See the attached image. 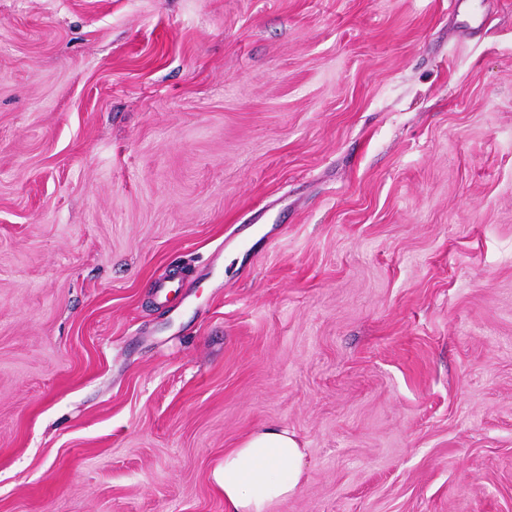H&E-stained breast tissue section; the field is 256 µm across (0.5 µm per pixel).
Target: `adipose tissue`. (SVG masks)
<instances>
[{
    "label": "adipose tissue",
    "mask_w": 512,
    "mask_h": 512,
    "mask_svg": "<svg viewBox=\"0 0 512 512\" xmlns=\"http://www.w3.org/2000/svg\"><path fill=\"white\" fill-rule=\"evenodd\" d=\"M304 471L305 452L293 433L280 427L252 432L224 452L225 512H272L297 491Z\"/></svg>",
    "instance_id": "adipose-tissue-1"
}]
</instances>
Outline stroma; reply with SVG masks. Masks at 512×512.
<instances>
[{
  "mask_svg": "<svg viewBox=\"0 0 512 512\" xmlns=\"http://www.w3.org/2000/svg\"><path fill=\"white\" fill-rule=\"evenodd\" d=\"M271 425L273 512H512V0H0V512Z\"/></svg>",
  "mask_w": 512,
  "mask_h": 512,
  "instance_id": "stroma-1",
  "label": "stroma"
}]
</instances>
